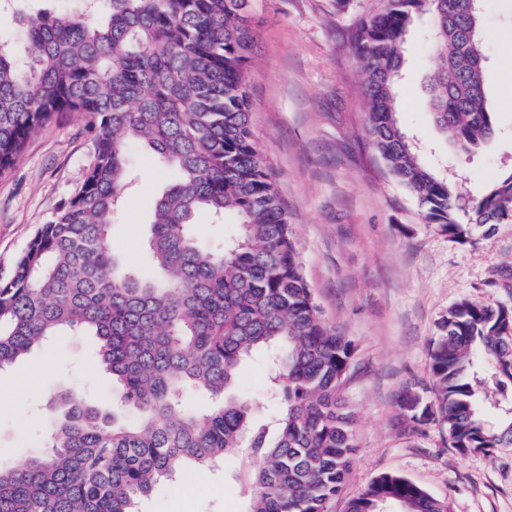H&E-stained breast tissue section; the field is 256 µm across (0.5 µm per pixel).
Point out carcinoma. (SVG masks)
<instances>
[{
    "instance_id": "obj_1",
    "label": "carcinoma",
    "mask_w": 512,
    "mask_h": 512,
    "mask_svg": "<svg viewBox=\"0 0 512 512\" xmlns=\"http://www.w3.org/2000/svg\"><path fill=\"white\" fill-rule=\"evenodd\" d=\"M72 11L19 9V54L0 40V175L54 116L90 133L80 190L0 282V370L62 331L98 339L112 404L63 399L48 450L0 465V512H137L138 500L184 469L244 457V512H326L355 454L342 395L355 353L322 316L288 213L257 151L246 90L255 37L249 0H79ZM433 19L432 118L470 151L495 133L485 94L481 10L470 0H382L350 32L364 73L370 142L424 219L458 242L512 222V172L476 202L421 162L396 118L404 44ZM159 155L173 182L155 201L145 250L151 272L127 270L110 230L133 180L130 150ZM238 226L203 248L197 218ZM512 316L462 300L431 343L426 400L408 391L413 423L436 421L462 455L512 447ZM261 360L274 407L255 413L243 369ZM190 392L209 397L193 408ZM348 512H448L400 473H384Z\"/></svg>"
}]
</instances>
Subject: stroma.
<instances>
[{
	"label": "stroma",
	"mask_w": 512,
	"mask_h": 512,
	"mask_svg": "<svg viewBox=\"0 0 512 512\" xmlns=\"http://www.w3.org/2000/svg\"><path fill=\"white\" fill-rule=\"evenodd\" d=\"M378 0H251L255 36L247 92L255 145L288 209L305 276L324 318L353 341L344 398L355 415L356 451L327 512H346L375 477L397 472L446 499L449 512H512V448L462 455L436 422L406 420L405 390L427 393L429 346L449 307L462 299L512 310V223L456 242L425 223L417 202L387 170L367 134L361 66L349 45L355 21ZM486 95L495 136L465 153L430 116L429 16L419 17L404 51L397 118L421 161L454 178L465 200L512 172V0H482ZM93 162L76 115H56L0 177V280L11 274L41 224L80 189ZM138 181L125 196L112 247L130 270L146 268L142 247L152 205L171 181L161 160L135 149ZM97 339L63 332L0 371V463L44 451L61 396L96 403L112 383L94 362ZM240 455L223 467L187 473L175 497L168 482L137 512H242L234 479Z\"/></svg>",
	"instance_id": "obj_1"
}]
</instances>
